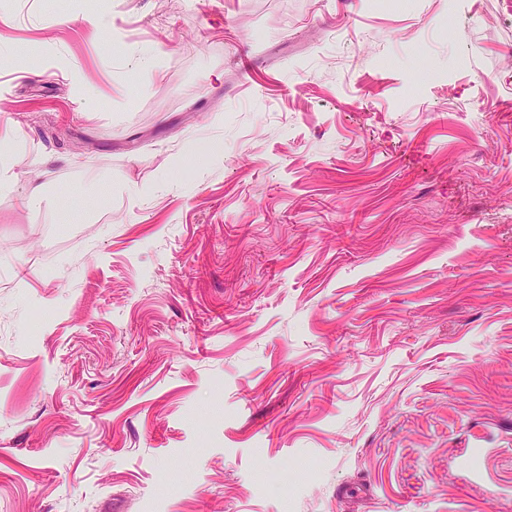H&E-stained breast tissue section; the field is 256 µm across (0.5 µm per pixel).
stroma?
<instances>
[{
  "label": "stroma",
  "instance_id": "1",
  "mask_svg": "<svg viewBox=\"0 0 512 512\" xmlns=\"http://www.w3.org/2000/svg\"><path fill=\"white\" fill-rule=\"evenodd\" d=\"M9 121L0 512H512L500 0H0Z\"/></svg>",
  "mask_w": 512,
  "mask_h": 512
}]
</instances>
